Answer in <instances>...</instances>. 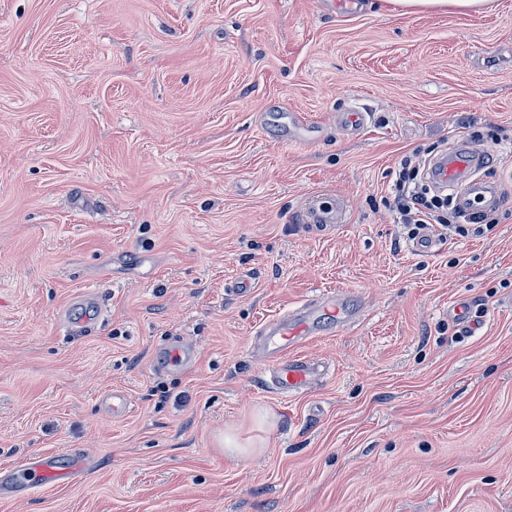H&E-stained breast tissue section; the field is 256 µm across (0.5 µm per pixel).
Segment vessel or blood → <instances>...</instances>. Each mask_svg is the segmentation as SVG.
Returning <instances> with one entry per match:
<instances>
[{
	"label": "vessel or blood",
	"mask_w": 512,
	"mask_h": 512,
	"mask_svg": "<svg viewBox=\"0 0 512 512\" xmlns=\"http://www.w3.org/2000/svg\"><path fill=\"white\" fill-rule=\"evenodd\" d=\"M483 167V149L460 143L431 168L430 177L437 187L451 191L463 211H488L499 206L500 198L484 179ZM344 208V202L332 204L317 198L307 204L303 221L314 227H331L339 223ZM321 318L343 325L351 322L352 313L346 307L344 297L336 294L277 318L259 332L251 349L262 357L263 374L271 389L288 394L309 389L319 371V363L306 358L287 361L283 355L314 336L317 321ZM84 473L85 462L80 456H72L69 465L63 467L54 457L35 454L14 469L12 484L27 491L38 486L69 483L82 478Z\"/></svg>",
	"instance_id": "1"
}]
</instances>
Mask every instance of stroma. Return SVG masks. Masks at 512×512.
<instances>
[{"label":"stroma","mask_w":512,"mask_h":512,"mask_svg":"<svg viewBox=\"0 0 512 512\" xmlns=\"http://www.w3.org/2000/svg\"><path fill=\"white\" fill-rule=\"evenodd\" d=\"M291 112L321 140L289 143ZM474 134L512 190V0H0V478L87 462L0 512H512V202L428 253L389 207L402 156ZM336 195L339 224L300 223ZM337 292L357 319L274 394L253 337ZM228 431L262 453L225 455ZM393 11L411 15L427 11L480 14L498 8L496 0H385ZM84 473L85 462L80 456L73 455L69 465L61 467L52 456L34 454L14 469L12 485L27 491L38 486L69 483L82 478Z\"/></svg>","instance_id":"stroma-1"}]
</instances>
